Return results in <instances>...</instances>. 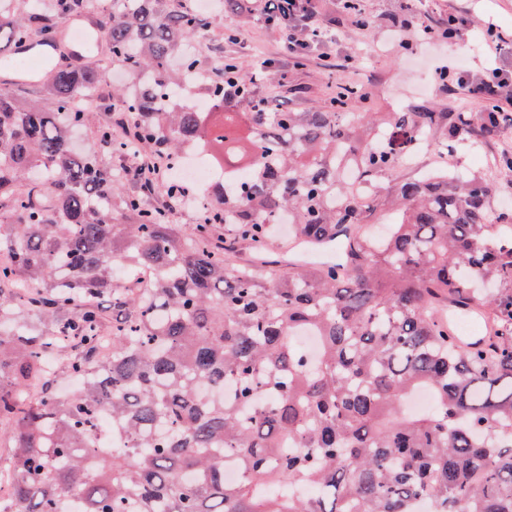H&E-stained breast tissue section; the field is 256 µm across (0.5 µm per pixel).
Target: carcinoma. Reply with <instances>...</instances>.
<instances>
[{
  "label": "carcinoma",
  "instance_id": "obj_1",
  "mask_svg": "<svg viewBox=\"0 0 512 512\" xmlns=\"http://www.w3.org/2000/svg\"><path fill=\"white\" fill-rule=\"evenodd\" d=\"M186 2L0 0V58L97 10L112 62L140 80L112 92L122 121L107 109L97 127L112 153L169 163L203 139L243 160L185 229L157 190L72 148L97 70L55 66L37 99L0 83V512H512V209L464 171L371 189L417 134L465 154L508 115L389 112L380 140L344 90L235 112L220 46L201 83L213 111L176 105L201 71L187 41L210 28ZM385 210L377 243L365 228ZM285 218L302 240L345 237L346 260L282 272L266 254ZM241 244L261 266L237 262ZM450 306L480 311L486 347H456ZM420 386L433 407L398 416Z\"/></svg>",
  "mask_w": 512,
  "mask_h": 512
}]
</instances>
